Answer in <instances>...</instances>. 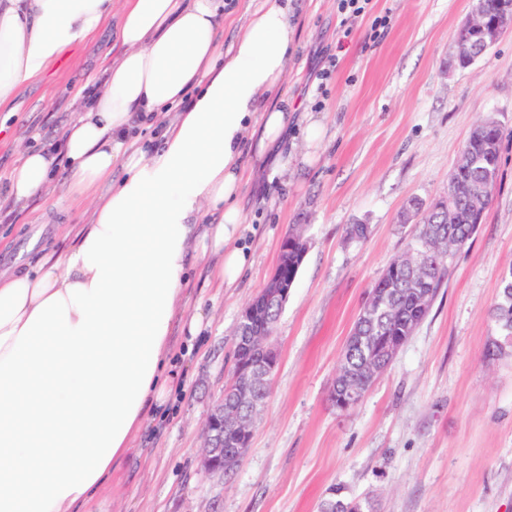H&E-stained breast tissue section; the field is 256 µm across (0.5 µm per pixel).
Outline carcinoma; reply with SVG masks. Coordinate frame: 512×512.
<instances>
[{
  "label": "carcinoma",
  "instance_id": "cac0c4a2",
  "mask_svg": "<svg viewBox=\"0 0 512 512\" xmlns=\"http://www.w3.org/2000/svg\"><path fill=\"white\" fill-rule=\"evenodd\" d=\"M504 0H473L472 12L485 16L497 14ZM502 129L493 118L478 122L470 132L459 161L448 175L446 195L425 210V223L414 227L407 252L392 264H405L410 251L429 250L420 273L405 269L396 277L380 278L375 287L389 289L386 304L374 315L358 319L356 329L370 340L378 336L409 339L428 312L418 309L414 292L417 278L424 279L437 293L456 253L477 232L492 201L500 167ZM498 328L505 339H512V263L501 273L500 293L493 308ZM377 356L376 345L356 339L346 344L337 380L362 390L371 382L368 369Z\"/></svg>",
  "mask_w": 512,
  "mask_h": 512
}]
</instances>
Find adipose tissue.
<instances>
[{
  "mask_svg": "<svg viewBox=\"0 0 512 512\" xmlns=\"http://www.w3.org/2000/svg\"><path fill=\"white\" fill-rule=\"evenodd\" d=\"M113 17L117 53L75 92L62 150L26 147L8 179L17 204L84 197L89 215L0 274V512H80L182 376L175 331L193 351L207 320L179 313L197 259L228 288L249 264L248 175L288 173L291 0H254L229 44L224 0H0V108ZM152 122L149 152L136 131Z\"/></svg>",
  "mask_w": 512,
  "mask_h": 512,
  "instance_id": "obj_1",
  "label": "adipose tissue"
}]
</instances>
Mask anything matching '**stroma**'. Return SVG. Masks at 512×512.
I'll list each match as a JSON object with an SVG mask.
<instances>
[{
	"instance_id": "stroma-1",
	"label": "stroma",
	"mask_w": 512,
	"mask_h": 512,
	"mask_svg": "<svg viewBox=\"0 0 512 512\" xmlns=\"http://www.w3.org/2000/svg\"><path fill=\"white\" fill-rule=\"evenodd\" d=\"M297 46L284 85L297 110L287 176L250 177L241 246L252 261L231 288L200 260L184 317L211 323L182 364L164 420L138 433L86 512H319L331 489L371 498L377 512H512V343L488 358L491 315L512 262V34L464 70L451 68L454 32L472 0H370L343 19L336 0H293ZM388 16L375 39V17ZM109 32L74 46L0 112V175L33 132L61 139ZM327 80H319L323 69ZM503 129L494 198L457 254L427 318L360 402L343 411L330 392L368 291L405 251L412 201L445 195L448 174L480 119ZM324 126L308 143L309 119ZM81 209L44 218L0 185V272L25 268L43 244L63 246ZM365 224V239L346 229ZM301 230L308 251L274 327L280 362L255 417L250 447L228 477L198 462L199 426L224 392L241 308L273 273L282 239Z\"/></svg>"
}]
</instances>
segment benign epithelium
<instances>
[{
    "instance_id": "1",
    "label": "benign epithelium",
    "mask_w": 512,
    "mask_h": 512,
    "mask_svg": "<svg viewBox=\"0 0 512 512\" xmlns=\"http://www.w3.org/2000/svg\"><path fill=\"white\" fill-rule=\"evenodd\" d=\"M508 31H512V2L491 19L469 16L457 35L475 43H496ZM294 246V241L283 238L273 274L240 311L233 348L257 347L262 350V358L241 364L238 375L247 383L228 389V398L216 400L206 414L198 458L201 467L213 476L222 477L228 468L241 463L250 447L255 397L249 382L259 380L268 383L279 363L278 350L271 342L274 323L269 320V314L282 312L288 302L293 288L288 282V250ZM363 395L364 391L355 387L331 391L340 410L354 407Z\"/></svg>"
}]
</instances>
